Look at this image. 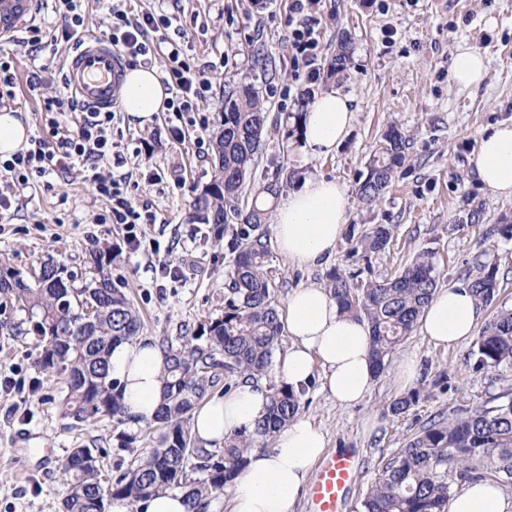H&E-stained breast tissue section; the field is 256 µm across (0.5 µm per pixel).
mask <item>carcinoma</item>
<instances>
[{
  "label": "carcinoma",
  "mask_w": 512,
  "mask_h": 512,
  "mask_svg": "<svg viewBox=\"0 0 512 512\" xmlns=\"http://www.w3.org/2000/svg\"><path fill=\"white\" fill-rule=\"evenodd\" d=\"M347 69V41L328 64L327 74ZM268 125V113L251 90H224V112L214 134L216 163L209 183L191 204L187 221L204 224L214 242L230 235L235 253L224 293V315L199 323L190 338L162 343L166 361V401L155 423L161 425L158 446L110 485L100 479L99 458L78 469L73 456L63 463L68 485L64 512H100L104 496L125 504L160 491L186 489L190 512H201L205 501L224 494L245 465L248 450L267 444L295 418L298 394L283 382L269 384L267 414L253 432H237L222 448L195 445L191 412L224 380L229 391L241 378L267 376L281 342L282 325L270 277V243L264 231L272 207L291 179L288 167L253 190L250 207H240ZM407 139L394 124L382 134L359 182L358 198L378 202L398 169L406 163ZM393 225L374 224L361 236L364 253H380L391 244ZM112 250L93 256L95 276L80 288L74 277L62 276L54 264L41 268L34 280L0 265V293L13 297L35 318L32 332L41 351L37 366L64 374L62 404L72 418L87 421L107 416L124 423L119 395L109 378L112 346L139 335L141 318L126 293L112 281ZM440 271L429 252L421 251L390 279L354 282V275L335 270L326 288L341 312L367 321L375 373L387 368L392 354L413 332L422 309L438 288ZM466 284L478 301H495L500 282L498 267L477 264ZM479 369L512 367V308L500 309L475 341ZM424 386L391 401L386 410L399 416L417 405ZM490 480L512 486V386H504L480 404L448 409L422 425L370 486L355 512H448L453 490L465 483Z\"/></svg>",
  "instance_id": "obj_1"
}]
</instances>
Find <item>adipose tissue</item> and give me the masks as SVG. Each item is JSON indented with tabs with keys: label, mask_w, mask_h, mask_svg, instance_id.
<instances>
[{
	"label": "adipose tissue",
	"mask_w": 512,
	"mask_h": 512,
	"mask_svg": "<svg viewBox=\"0 0 512 512\" xmlns=\"http://www.w3.org/2000/svg\"><path fill=\"white\" fill-rule=\"evenodd\" d=\"M169 94L157 71L129 69L121 86L122 106L138 124L163 111ZM353 100L338 91L318 97L301 119L303 149L315 158L329 157L350 134ZM480 182L493 193L512 196V124L504 123L480 138L475 159ZM347 186L322 175L304 177L275 211L279 254L299 268L319 267L331 259L348 221ZM480 304L465 286L435 291L419 319L430 344L452 348L477 332ZM291 344L277 358V375L294 391L321 379L338 405L359 403L375 379L370 329L365 321L340 312L326 288L303 286L288 296L284 317ZM109 375L115 382L129 431L152 422L164 401L165 356L153 340L140 338L113 347ZM269 404L265 380L239 381L228 393L215 394L191 413L193 433L207 447L223 446L236 432H250ZM326 447L325 433L308 419H296L277 433L272 448L253 449L247 466L229 488V512H291L315 461ZM504 494L489 481L466 485L448 504V512H507Z\"/></svg>",
	"instance_id": "1"
}]
</instances>
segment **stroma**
I'll use <instances>...</instances> for the list:
<instances>
[{
  "instance_id": "1",
  "label": "stroma",
  "mask_w": 512,
  "mask_h": 512,
  "mask_svg": "<svg viewBox=\"0 0 512 512\" xmlns=\"http://www.w3.org/2000/svg\"><path fill=\"white\" fill-rule=\"evenodd\" d=\"M186 31L190 64L208 68L212 88L195 112H160L141 126L126 112L112 122V140L124 153L129 175L127 195L135 208L150 207L156 221L142 227L143 241L132 247L120 224L100 223L109 207L87 173L74 171L25 190L0 213V262L24 276L44 263L64 266L77 285L93 277V250L113 246L121 251L114 277L142 316L141 335L154 339L181 336L201 321L224 312V290L233 254L227 244L212 245L201 224L186 221L198 188L214 172L212 136L224 110V85L250 87L264 101L270 123L286 124L329 91L353 99L355 121L350 135L333 156L316 159L300 150L296 138L265 134L254 171L255 183L272 177L285 162L295 179L322 174L345 183L354 201L345 230L327 266L300 269L273 255L275 300L285 306L292 289L326 285L330 271L358 274L360 281L387 279L406 267L422 250L430 251L441 273V286L463 282L476 257L497 263L509 279L500 300L512 306V239L496 226L512 224V197L485 188L475 174L482 133L512 122V0H321L314 36L319 43V71L349 42L347 76L304 81L288 35L289 0H273L255 10L249 0H176ZM486 54L489 75L476 88L463 89L452 76L459 49ZM72 43L59 42L31 57L18 42L8 51L14 61L16 97L7 102L31 129L41 127L40 96L62 90ZM46 66L45 81L32 92L28 78ZM396 122L408 140V159L379 203L357 201L358 180L388 122ZM183 138H174L172 128ZM480 207L479 223L463 224L464 203ZM373 224H390L394 238L384 253L363 258L355 252L357 236ZM175 276L165 275V268ZM0 512H63L62 460L75 448L101 451L103 484L128 468L142 450L156 446L158 433L129 434L119 440L111 419L79 422L64 414L58 375L36 364L37 340L27 309L0 296ZM473 345L443 349L420 332H412L378 375L359 404L341 407L313 384L300 397V417L316 422L327 435V449L349 456L357 475L346 492L342 512H353L383 467L434 415L472 405L512 383V368L495 372L473 368ZM417 357L436 385L427 398L400 416L386 405L401 393L396 375L401 361ZM31 434L27 449L9 454L17 432ZM52 449L57 464L46 467L40 452Z\"/></svg>"
}]
</instances>
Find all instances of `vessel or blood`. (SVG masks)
Returning a JSON list of instances; mask_svg holds the SVG:
<instances>
[{
	"label": "vessel or blood",
	"mask_w": 512,
	"mask_h": 512,
	"mask_svg": "<svg viewBox=\"0 0 512 512\" xmlns=\"http://www.w3.org/2000/svg\"><path fill=\"white\" fill-rule=\"evenodd\" d=\"M43 0H0V42H12L19 30L38 15ZM126 62L102 34H86L70 56L64 75L68 89L87 108L97 112L121 108L120 86ZM352 457L326 454L310 490L313 512H339L343 494L352 482Z\"/></svg>",
	"instance_id": "obj_1"
}]
</instances>
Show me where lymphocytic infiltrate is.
I'll return each instance as SVG.
<instances>
[{"instance_id": "lymphocytic-infiltrate-1", "label": "lymphocytic infiltrate", "mask_w": 512, "mask_h": 512, "mask_svg": "<svg viewBox=\"0 0 512 512\" xmlns=\"http://www.w3.org/2000/svg\"><path fill=\"white\" fill-rule=\"evenodd\" d=\"M166 0H156L152 10L138 15L129 14L120 5L107 7L104 33L131 63L150 67L158 58H165L163 82L171 96L166 108L171 112H192L196 102L211 89L204 70L191 66L185 58L181 42L168 37L167 32L179 28L180 16L165 9ZM319 0H292L291 11L295 26L291 32L292 46L304 60L308 72L306 83H316L319 72L318 42L313 36V14ZM39 107L44 114L45 133L32 136L27 145L0 159V172L10 174V193L0 194V210H9L12 194L23 192L31 185L50 175L69 172L82 166L95 173L100 162L122 167L124 158L111 138L114 118L110 112L79 111L77 100L69 94L43 96ZM76 113V120H69V113ZM96 190L110 204L109 223L127 227L126 239L136 242L141 224L155 221L153 212H137L128 196L126 175L97 176Z\"/></svg>"}]
</instances>
